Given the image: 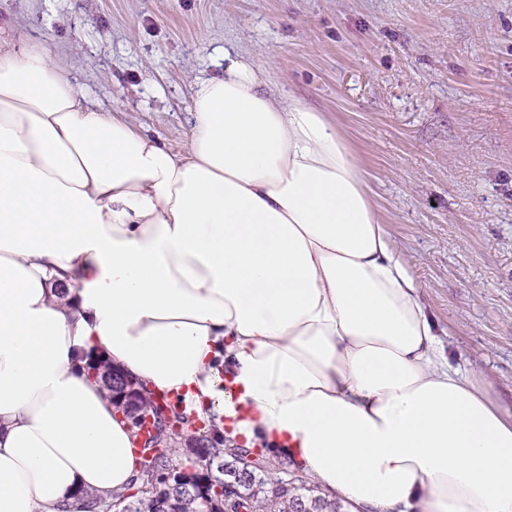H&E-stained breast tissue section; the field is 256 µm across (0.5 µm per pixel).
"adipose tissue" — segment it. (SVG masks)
Segmentation results:
<instances>
[{
    "label": "adipose tissue",
    "instance_id": "adipose-tissue-1",
    "mask_svg": "<svg viewBox=\"0 0 512 512\" xmlns=\"http://www.w3.org/2000/svg\"><path fill=\"white\" fill-rule=\"evenodd\" d=\"M190 113L172 150L0 43V512L137 475L92 355L358 512H512V418L441 350L344 135L229 51Z\"/></svg>",
    "mask_w": 512,
    "mask_h": 512
}]
</instances>
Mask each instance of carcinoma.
Masks as SVG:
<instances>
[{"instance_id":"carcinoma-1","label":"carcinoma","mask_w":512,"mask_h":512,"mask_svg":"<svg viewBox=\"0 0 512 512\" xmlns=\"http://www.w3.org/2000/svg\"><path fill=\"white\" fill-rule=\"evenodd\" d=\"M88 369L102 379L109 391H115L116 377L106 364L92 362ZM135 401L138 410L154 416L160 423L159 447L141 449L143 454L152 452V469L138 471L131 484L138 489L135 496L129 498L123 493L108 501L94 498L88 504L90 512H112L114 507L119 508V512H202L204 509L226 512L225 506L233 505V498L226 500L216 494L211 485L213 481L234 487V498L245 499L247 512H341L338 502L310 495L312 489L306 487L305 481L295 484L267 475L264 460L260 466L245 470L224 459V449L212 442L213 428L209 429V434L194 440V454L202 466L190 473L189 484L177 482L176 476L184 474L186 469L174 463L178 449L171 447L170 441L188 423V418L149 396L140 394Z\"/></svg>"}]
</instances>
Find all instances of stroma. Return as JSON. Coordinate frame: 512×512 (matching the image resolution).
Listing matches in <instances>:
<instances>
[{"label": "stroma", "mask_w": 512, "mask_h": 512, "mask_svg": "<svg viewBox=\"0 0 512 512\" xmlns=\"http://www.w3.org/2000/svg\"><path fill=\"white\" fill-rule=\"evenodd\" d=\"M0 39L174 150L213 50L251 57L343 133L445 354L512 416V0H0Z\"/></svg>", "instance_id": "1"}]
</instances>
